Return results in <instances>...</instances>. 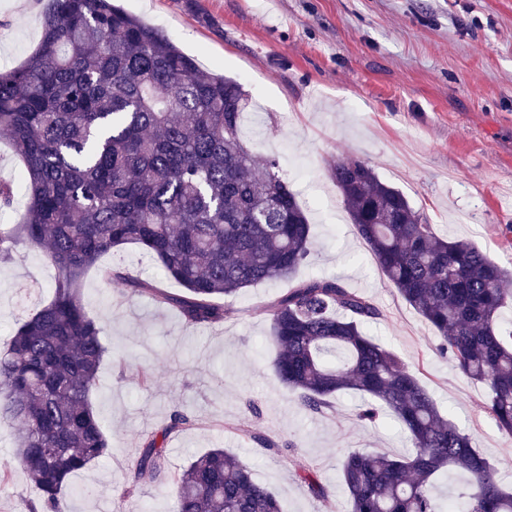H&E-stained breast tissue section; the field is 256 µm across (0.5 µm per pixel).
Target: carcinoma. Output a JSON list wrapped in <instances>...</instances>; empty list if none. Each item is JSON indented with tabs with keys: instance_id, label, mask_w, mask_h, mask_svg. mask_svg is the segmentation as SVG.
Returning <instances> with one entry per match:
<instances>
[{
	"instance_id": "obj_1",
	"label": "carcinoma",
	"mask_w": 512,
	"mask_h": 512,
	"mask_svg": "<svg viewBox=\"0 0 512 512\" xmlns=\"http://www.w3.org/2000/svg\"><path fill=\"white\" fill-rule=\"evenodd\" d=\"M248 96L237 81L200 68L161 30L112 0H51L38 48L0 69V134L23 164L21 222L0 225V262L23 244L58 271L51 298L0 351V421L18 425L17 459L37 501L63 512L76 473L110 455L92 403L108 350L82 301L83 279L127 244L159 262L186 294L114 268L105 278L148 294L189 327L224 322L227 300L261 282L289 280L312 249L311 226L274 157L243 140ZM352 224L378 267L439 338L438 350L485 384L486 407L512 441V332L502 308L507 274L471 243L438 236L398 188L362 161L331 166ZM272 368L299 408L321 413L345 391L385 408L406 432L401 458L349 453L341 463L348 512H444L433 480L458 469L461 512H512V491L448 419L399 356L369 336L380 309L339 280L312 276L266 307ZM192 423L174 410L144 437L131 483L174 486L172 512H282L250 468L212 448L168 468L166 438Z\"/></svg>"
}]
</instances>
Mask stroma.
Listing matches in <instances>:
<instances>
[{"instance_id": "stroma-1", "label": "stroma", "mask_w": 512, "mask_h": 512, "mask_svg": "<svg viewBox=\"0 0 512 512\" xmlns=\"http://www.w3.org/2000/svg\"><path fill=\"white\" fill-rule=\"evenodd\" d=\"M160 28L206 70L237 80L251 98L242 132L280 173L306 210L312 252L293 276L336 278L382 311L368 332L395 351L440 410L475 440L512 489V446L484 407L482 383L437 351L436 333L378 269L333 181L329 165L361 160L402 190L438 236L465 240L512 275V0H114ZM49 0H0V68L20 65L38 47ZM291 116H284V109ZM102 267L162 280L158 263L134 245ZM57 271L19 246L0 264V345L46 301ZM284 281L241 290L223 324L186 326L180 313L90 271L86 309L106 327L110 356L93 403L112 453L74 475L68 512H172L170 485L129 489V465L145 434L161 432L173 410L191 426L165 443L179 470L222 448L249 464L282 512H343L339 464L346 452L404 455L406 434L388 415L358 413L348 392L320 414L300 410L273 369L267 305ZM153 371L150 385L137 363ZM248 425L252 436L239 432ZM16 426L0 422V512H19L36 493L16 458ZM279 443L280 454L260 445ZM311 468L330 497L317 500L301 479Z\"/></svg>"}]
</instances>
